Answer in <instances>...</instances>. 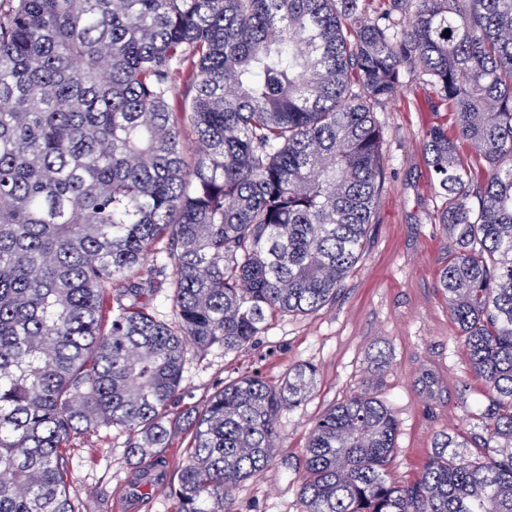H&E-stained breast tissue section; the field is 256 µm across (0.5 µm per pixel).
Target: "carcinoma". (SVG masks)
Wrapping results in <instances>:
<instances>
[{"mask_svg":"<svg viewBox=\"0 0 512 512\" xmlns=\"http://www.w3.org/2000/svg\"><path fill=\"white\" fill-rule=\"evenodd\" d=\"M367 2L0 0V512H76L72 434L157 453L189 351H238L336 300L386 179L376 112L405 79L452 116L423 152L452 246L441 290L486 402L404 485L387 472L393 411L369 389L332 406L299 497L303 512H512V0ZM168 267L176 327L150 307ZM315 376L241 375L184 412L178 512H235Z\"/></svg>","mask_w":512,"mask_h":512,"instance_id":"obj_1","label":"carcinoma"}]
</instances>
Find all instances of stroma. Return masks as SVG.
<instances>
[{
  "instance_id": "35a3bbf8",
  "label": "stroma",
  "mask_w": 512,
  "mask_h": 512,
  "mask_svg": "<svg viewBox=\"0 0 512 512\" xmlns=\"http://www.w3.org/2000/svg\"><path fill=\"white\" fill-rule=\"evenodd\" d=\"M386 131L387 177L365 239L364 256L345 278L335 302L304 315H280L252 346H216L188 355L183 403L204 408L224 382L256 373L280 381L289 367L316 369L308 400L279 422L277 454L235 492L236 512H302L301 458L317 418L373 386L399 420L392 481L412 480L437 434L463 428L469 406L482 402L459 332L439 289L448 232L436 220L441 205L422 142L448 115L431 87L400 86L376 115ZM166 448L128 459L126 436L77 433L62 450L78 512H177L170 486L185 465L189 431L170 421Z\"/></svg>"
}]
</instances>
